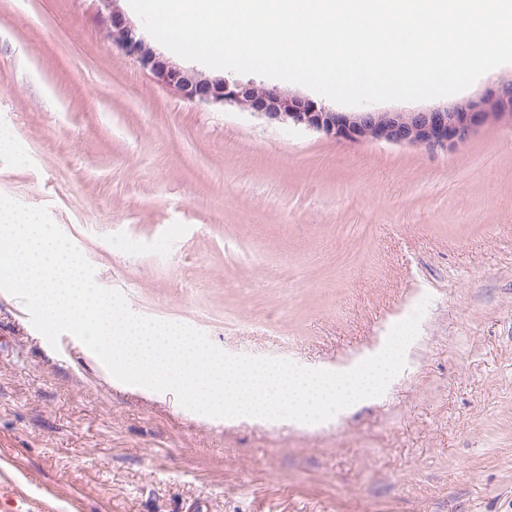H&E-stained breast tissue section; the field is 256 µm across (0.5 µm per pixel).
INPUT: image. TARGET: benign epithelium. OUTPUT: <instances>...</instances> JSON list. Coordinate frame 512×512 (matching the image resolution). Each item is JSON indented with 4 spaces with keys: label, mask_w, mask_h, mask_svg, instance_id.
<instances>
[{
    "label": "benign epithelium",
    "mask_w": 512,
    "mask_h": 512,
    "mask_svg": "<svg viewBox=\"0 0 512 512\" xmlns=\"http://www.w3.org/2000/svg\"><path fill=\"white\" fill-rule=\"evenodd\" d=\"M108 19L106 36L154 79L189 101L233 103L270 121H291L334 139L376 140L430 151L454 150L479 127L512 122V84L477 100L423 112H333L315 102L254 84L210 79L184 71L156 54L116 7L117 0H98Z\"/></svg>",
    "instance_id": "7a95c632"
}]
</instances>
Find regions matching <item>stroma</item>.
I'll list each match as a JSON object with an SVG mask.
<instances>
[{"label":"stroma","mask_w":512,"mask_h":512,"mask_svg":"<svg viewBox=\"0 0 512 512\" xmlns=\"http://www.w3.org/2000/svg\"><path fill=\"white\" fill-rule=\"evenodd\" d=\"M0 194L48 208L135 314L232 355L350 368L427 305L384 394L306 427L122 383L0 291V454L32 506L44 486L57 512H512V123L448 153L336 140L183 99L94 0H0Z\"/></svg>","instance_id":"stroma-1"}]
</instances>
